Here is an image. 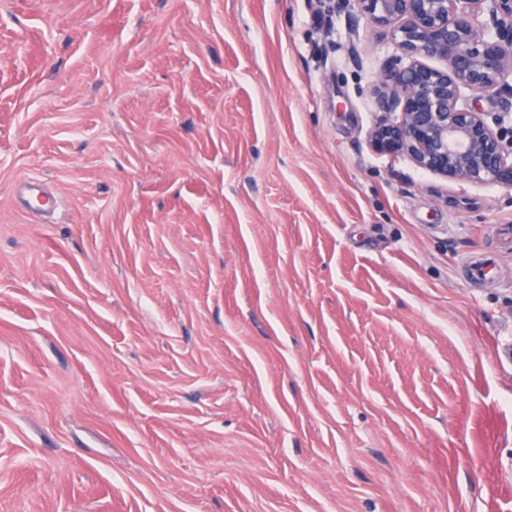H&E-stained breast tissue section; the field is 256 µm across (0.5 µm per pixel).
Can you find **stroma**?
I'll return each instance as SVG.
<instances>
[{"mask_svg":"<svg viewBox=\"0 0 512 512\" xmlns=\"http://www.w3.org/2000/svg\"><path fill=\"white\" fill-rule=\"evenodd\" d=\"M0 46V512H512V194L371 145L383 29L0 0Z\"/></svg>","mask_w":512,"mask_h":512,"instance_id":"stroma-1","label":"stroma"}]
</instances>
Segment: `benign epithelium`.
Instances as JSON below:
<instances>
[{
    "label": "benign epithelium",
    "instance_id": "benign-epithelium-1",
    "mask_svg": "<svg viewBox=\"0 0 512 512\" xmlns=\"http://www.w3.org/2000/svg\"><path fill=\"white\" fill-rule=\"evenodd\" d=\"M356 2L396 49L374 90L371 144L446 179L512 193V107L490 115L468 103L512 100V0Z\"/></svg>",
    "mask_w": 512,
    "mask_h": 512
}]
</instances>
